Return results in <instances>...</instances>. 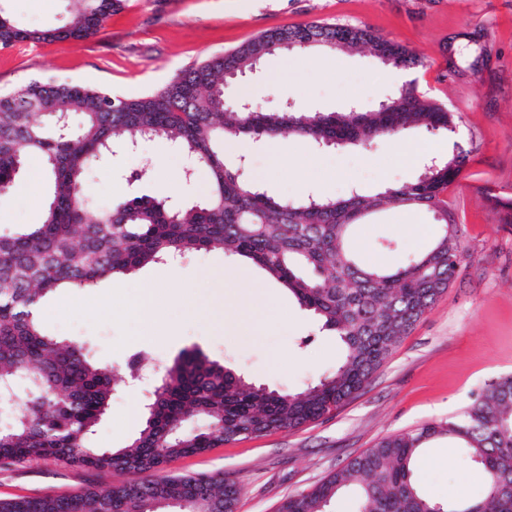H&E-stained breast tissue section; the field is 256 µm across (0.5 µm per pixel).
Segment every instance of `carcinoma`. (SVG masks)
Listing matches in <instances>:
<instances>
[{"label":"carcinoma","mask_w":512,"mask_h":512,"mask_svg":"<svg viewBox=\"0 0 512 512\" xmlns=\"http://www.w3.org/2000/svg\"><path fill=\"white\" fill-rule=\"evenodd\" d=\"M72 20L54 29H24L0 15V47L82 40L97 33L121 0H72ZM314 37L333 51L370 48L394 69H415L418 57L367 28L313 22L266 30L181 72L161 89L119 98L77 82H30L0 94V197L32 154L43 157L52 189L38 224L0 230V385L14 396L0 404V461L61 458L96 471L139 477L70 496L0 501V512H235L240 490L222 474H165L171 462L221 444L294 430L330 415L352 399L393 348L455 280L462 250L448 207V186L466 155L428 159L418 177L375 195L302 201L272 196L224 159V143L297 138L323 147L363 146L405 130L454 129V115L423 98L414 81L369 110L297 112L289 104L243 109L228 103L230 82L291 43ZM163 138L210 177L208 195L173 205L133 195L101 212L81 192L86 171L126 138ZM431 214L438 234L397 267L364 266L350 247L352 228L385 207ZM219 249L247 260L290 292L321 326L338 336L342 358L301 391L255 385L224 363L185 352L166 370L145 407L138 434L117 450L96 448L94 428L106 414L119 378L79 343L47 333L35 310L62 289L94 288L116 275L174 254ZM208 420L185 431L191 417ZM455 440L463 460L485 474L482 495L448 505L419 490L418 460L431 438ZM353 492L358 512H512V373L498 376L446 419L380 439L312 489L285 499L278 512H328Z\"/></svg>","instance_id":"cac0c4a2"}]
</instances>
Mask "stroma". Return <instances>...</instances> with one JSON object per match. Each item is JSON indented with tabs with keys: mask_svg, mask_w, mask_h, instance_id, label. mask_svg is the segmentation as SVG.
Masks as SVG:
<instances>
[{
	"mask_svg": "<svg viewBox=\"0 0 512 512\" xmlns=\"http://www.w3.org/2000/svg\"><path fill=\"white\" fill-rule=\"evenodd\" d=\"M0 12L25 29L70 20V0H0ZM312 22L362 26L407 46L421 60V94L447 105L456 141L467 157L449 187L464 259L435 304L354 398L329 416L291 431L241 439L170 464L173 472L224 474L241 492L236 512H277L288 496L307 490L380 438L448 418L492 380L512 372V223L491 200L512 197V0H123L99 32L85 40L0 48V91L32 80L78 81L135 98L165 86L181 70L224 53L259 33ZM400 86L391 68L367 50L340 53L334 64L318 52L290 49L264 59L257 73L229 90L274 107L300 111L370 109ZM446 134L412 129L393 139L338 150L289 139L227 145L224 158L244 159V177L294 201L309 194H376L415 179L424 157L436 155ZM161 139L139 141L96 163L84 194L90 208L144 193L181 203L209 191L205 170ZM45 195L11 191L0 200V227L40 222ZM432 228L426 212L386 208L354 229L353 246L368 265L397 264L419 250L403 225ZM160 289L163 328L143 341V322L128 314L144 288ZM42 322L56 336L82 343L119 372L145 357L146 382H120L92 441L122 448L138 432L157 379L183 351L196 349L250 382L296 390L332 371L341 354L336 337L256 265L220 250L149 265L90 289L65 290L43 304ZM310 337L301 345V337ZM420 489L454 503L481 491L485 475L460 458L454 440L426 444ZM126 472H97L64 460L0 463V499L68 495L96 484L129 480Z\"/></svg>",
	"mask_w": 512,
	"mask_h": 512,
	"instance_id": "1",
	"label": "stroma"
}]
</instances>
